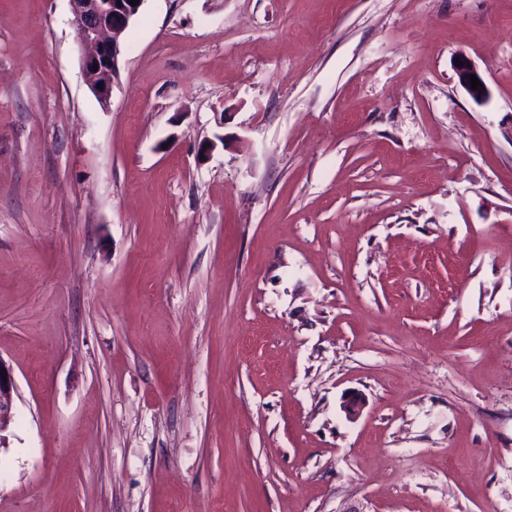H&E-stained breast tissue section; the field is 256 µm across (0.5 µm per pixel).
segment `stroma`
I'll return each instance as SVG.
<instances>
[{
  "label": "stroma",
  "mask_w": 512,
  "mask_h": 512,
  "mask_svg": "<svg viewBox=\"0 0 512 512\" xmlns=\"http://www.w3.org/2000/svg\"><path fill=\"white\" fill-rule=\"evenodd\" d=\"M71 18L0 0V512H512V0H145L106 107ZM461 65L456 64V72L458 76L459 83L464 87V89L468 92V94L474 98L475 100L481 101L488 97L489 89L482 78V76L477 72L472 63L465 59L461 58ZM471 75H474L481 82V86L478 87V90H473L472 85H470L469 78ZM481 87H484V90H481ZM5 370L7 382H3L0 374V447H4L2 440V432L5 431L12 420V407L14 394L17 392V386L13 376L12 369L0 359V371ZM0 448V451H1Z\"/></svg>",
  "instance_id": "stroma-1"
}]
</instances>
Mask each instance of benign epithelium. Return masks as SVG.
I'll use <instances>...</instances> for the list:
<instances>
[{"mask_svg": "<svg viewBox=\"0 0 512 512\" xmlns=\"http://www.w3.org/2000/svg\"><path fill=\"white\" fill-rule=\"evenodd\" d=\"M145 0H138L135 6L130 0H70L73 23L80 35V60L87 84L96 94L103 107L110 104L114 80L119 71L122 51V36L130 24L139 16ZM459 83L468 94L478 100L489 95L486 82L481 88L472 89L470 76H479L472 63L463 58L456 66ZM0 433L5 431L12 420V407L17 386L12 369L0 358Z\"/></svg>", "mask_w": 512, "mask_h": 512, "instance_id": "benign-epithelium-1", "label": "benign epithelium"}]
</instances>
